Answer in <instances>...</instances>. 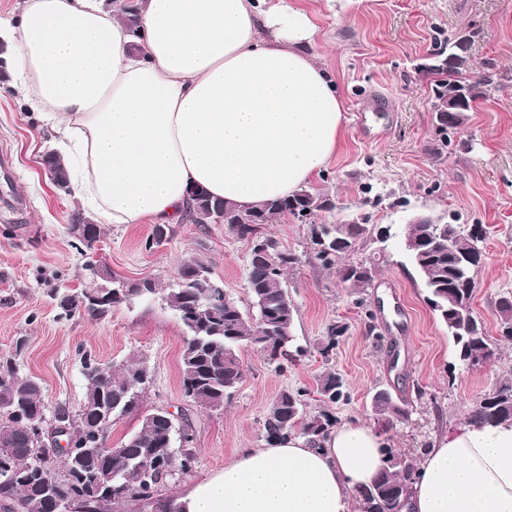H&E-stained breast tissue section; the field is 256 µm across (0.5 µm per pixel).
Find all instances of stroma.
<instances>
[{
	"label": "stroma",
	"instance_id": "obj_1",
	"mask_svg": "<svg viewBox=\"0 0 512 512\" xmlns=\"http://www.w3.org/2000/svg\"><path fill=\"white\" fill-rule=\"evenodd\" d=\"M316 17L315 51L344 104L342 142L309 187L333 208L300 222L284 216L267 234L296 254L286 284L295 304L294 342L282 366L244 348L245 376L223 409L198 406L183 393L180 355L186 332L161 296L185 260L197 258L248 307L247 240L220 224L184 221L167 227L162 245L153 225L106 224L93 247L71 233L82 206L76 194L58 192L39 159L57 144L51 129L0 82V155L10 161L0 192V355L25 346L22 373L38 377L44 408L78 411L86 381L85 357L117 366L146 361L151 374L140 413L117 421L108 442L119 446L137 430L141 412L163 409L188 430L195 455L191 471L174 472L158 489L162 498L222 470L239 449L268 442L264 417L284 389L302 391L307 411H325L337 422L373 424L378 393H389L408 413L384 437L405 454H421L464 422L478 397L512 381V340L501 335L498 305L512 299V0H303ZM478 28L476 66L493 65L497 86L479 100L467 125L440 148L432 103L434 77L427 70L448 33ZM382 100V111L372 109ZM367 115L359 127L356 113ZM418 215L479 229L484 261L477 271L473 308L495 348L484 365L469 369L456 357L447 326L427 302L428 292L411 265L402 238ZM360 218L388 230L386 241L364 240L351 261L373 260L370 288L339 282L312 253L320 224ZM106 265L129 282L153 281L160 292L120 305L105 317L80 312L60 317L54 289L89 288L84 265ZM337 338H330L331 329ZM335 347H328V340ZM343 382L347 400L331 404L317 393L324 370Z\"/></svg>",
	"mask_w": 512,
	"mask_h": 512
}]
</instances>
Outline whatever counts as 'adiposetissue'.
Segmentation results:
<instances>
[{"instance_id":"obj_1","label":"adipose tissue","mask_w":512,"mask_h":512,"mask_svg":"<svg viewBox=\"0 0 512 512\" xmlns=\"http://www.w3.org/2000/svg\"><path fill=\"white\" fill-rule=\"evenodd\" d=\"M22 0L17 89L58 136L105 224H176L191 187L237 204L293 194L340 143L343 103L300 0ZM139 50H132V43ZM387 465L360 421L316 446L242 448L177 497L184 512H352ZM402 512H512V424L464 423L426 449Z\"/></svg>"}]
</instances>
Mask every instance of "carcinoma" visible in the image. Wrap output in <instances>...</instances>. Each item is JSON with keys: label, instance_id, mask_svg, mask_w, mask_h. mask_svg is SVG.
Returning <instances> with one entry per match:
<instances>
[{"label": "carcinoma", "instance_id": "obj_1", "mask_svg": "<svg viewBox=\"0 0 512 512\" xmlns=\"http://www.w3.org/2000/svg\"><path fill=\"white\" fill-rule=\"evenodd\" d=\"M435 64L428 71L434 80L432 112L441 146H448V133L467 125L469 113L494 85V73L470 74V49L461 47L458 35L450 34L434 53ZM203 206L224 216V228L249 241L265 238L273 245L270 259L249 257L247 291L249 308H242L224 289L215 288L207 264L188 259L179 270L178 282L167 289L166 301L186 331L180 363L185 395L206 409H220L242 382L245 368L240 349L250 347L266 360L282 367L287 347L294 341V313L286 285V274L299 257L283 249L264 232V226L290 215L306 220L332 209L329 199L302 186L283 199L260 204H236L207 195ZM372 234L371 225L321 224L313 232L315 259L336 269V277L347 287L362 289L372 280L367 263H338ZM483 233L460 234L455 225L441 224L432 217L408 225L405 251L429 292L428 302L448 327L457 356L468 368H477L494 355L474 312L476 272L480 262L467 259L481 252ZM155 291L151 283L126 287L112 298V305L131 301L140 291ZM92 288L67 298L57 296L58 307L69 316L81 310L103 317L109 310H95L87 303ZM503 334L512 338V300L499 303ZM86 391L80 410L73 414L78 444L65 453L61 472L47 465L53 449L47 446L50 431L44 428L43 386L35 377H23L15 357L0 356V498L9 502L11 512H50L58 501L78 502L105 512L115 503L152 499L172 475L175 457L168 454L173 439V418L155 410L140 418L138 429L107 455L112 424L139 411L148 383L143 362L134 359L118 367L106 366L92 358L84 360ZM317 391L325 402L345 398L343 382L332 370L318 380ZM373 413L384 428L406 417V411L387 394L375 399ZM468 422L497 425L512 422V383L505 382L484 395L471 408ZM336 425L325 411L305 410L302 394L284 390L273 401L264 420L271 439L301 435L312 445L321 443ZM401 468L390 466L373 485L357 491L360 512H400L402 498L416 473L415 461L406 457Z\"/></svg>", "mask_w": 512, "mask_h": 512}]
</instances>
